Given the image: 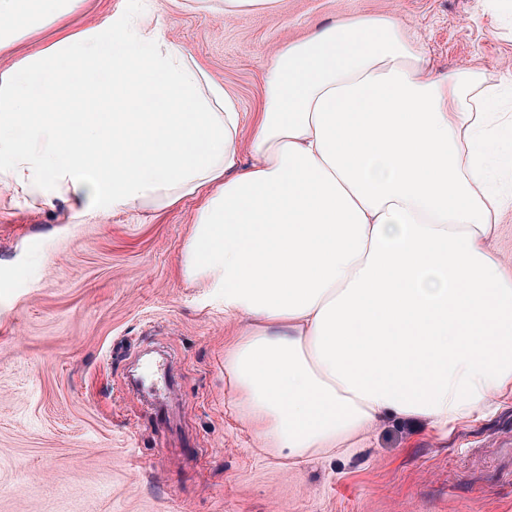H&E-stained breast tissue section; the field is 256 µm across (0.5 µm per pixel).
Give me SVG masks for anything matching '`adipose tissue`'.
Returning <instances> with one entry per match:
<instances>
[{"label": "adipose tissue", "mask_w": 512, "mask_h": 512, "mask_svg": "<svg viewBox=\"0 0 512 512\" xmlns=\"http://www.w3.org/2000/svg\"><path fill=\"white\" fill-rule=\"evenodd\" d=\"M70 0H0V41ZM251 165L235 96L128 15L0 76V175L99 214L201 197L183 274L242 329L224 361L268 448L302 462L398 416L445 434L512 396V77L437 71L364 17L278 51ZM492 253L505 261L512 257V212L507 213L501 224L499 237L490 242Z\"/></svg>", "instance_id": "ef3b65f1"}]
</instances>
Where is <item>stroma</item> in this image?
<instances>
[{"instance_id": "1", "label": "stroma", "mask_w": 512, "mask_h": 512, "mask_svg": "<svg viewBox=\"0 0 512 512\" xmlns=\"http://www.w3.org/2000/svg\"><path fill=\"white\" fill-rule=\"evenodd\" d=\"M72 0L0 46V74L63 33L143 10L243 112L239 162L278 50L319 26L395 17L443 73L512 72V0H280L224 17L210 0ZM198 203L76 216L0 183V512H512V399L448 436L383 418L362 448L297 464L231 402L224 350L242 326L181 272ZM171 356L162 410L127 380Z\"/></svg>"}]
</instances>
